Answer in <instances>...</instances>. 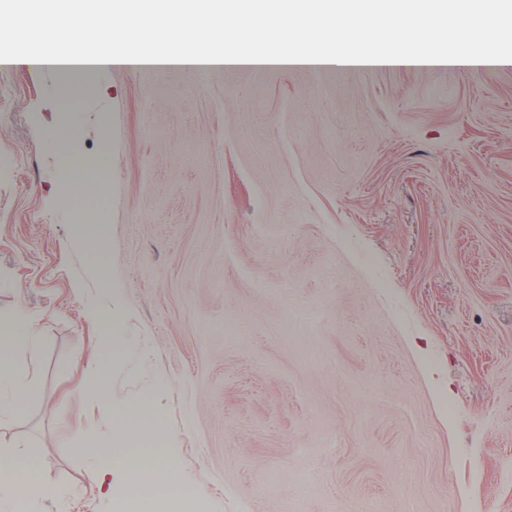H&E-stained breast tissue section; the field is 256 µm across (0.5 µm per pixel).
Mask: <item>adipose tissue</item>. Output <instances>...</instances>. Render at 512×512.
<instances>
[{
    "label": "adipose tissue",
    "instance_id": "adipose-tissue-1",
    "mask_svg": "<svg viewBox=\"0 0 512 512\" xmlns=\"http://www.w3.org/2000/svg\"><path fill=\"white\" fill-rule=\"evenodd\" d=\"M62 8L67 17L68 35L76 37L87 27H100L112 16L110 0H64ZM197 10L183 16L182 36L165 49L147 55L129 56L127 51L88 53L81 59L53 57L48 52H36L31 61L38 66H50L66 71L70 68H90L103 73L117 64L188 66L195 69L214 65L233 66H384L394 63L416 66L438 64L428 49L411 51L405 34L397 21L399 11L388 17V37L373 48L358 47L337 54L325 52L313 42L304 40L302 30L316 23L318 15L301 11L300 30L285 37L279 49L259 53L230 50L226 55H214L199 46H187L186 37L196 26ZM35 330L24 310H16L9 333L0 336V422L9 419L16 408L37 397L32 386L21 385L9 362L10 355L19 349L32 347ZM114 424L111 446L103 453L102 461L91 472L96 482L112 492L114 512L135 508L136 512H181L191 503L193 492L185 482L169 442L160 429L150 401L107 405ZM46 490L43 469L33 453L12 448L0 449V512H28L31 494Z\"/></svg>",
    "mask_w": 512,
    "mask_h": 512
}]
</instances>
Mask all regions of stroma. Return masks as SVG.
<instances>
[{"instance_id":"stroma-1","label":"stroma","mask_w":512,"mask_h":512,"mask_svg":"<svg viewBox=\"0 0 512 512\" xmlns=\"http://www.w3.org/2000/svg\"><path fill=\"white\" fill-rule=\"evenodd\" d=\"M36 4L0 0L30 512H113L105 389L151 397L201 512H512V64L67 75L26 62L67 43L16 33Z\"/></svg>"}]
</instances>
